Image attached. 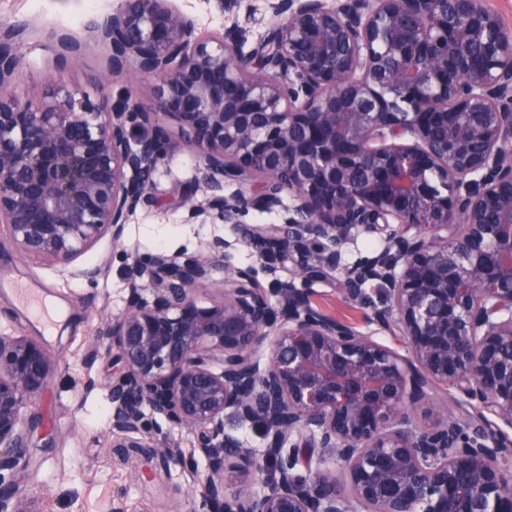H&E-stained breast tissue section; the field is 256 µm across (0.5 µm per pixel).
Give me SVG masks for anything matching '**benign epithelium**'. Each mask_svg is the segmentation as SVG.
I'll return each mask as SVG.
<instances>
[{"instance_id": "7a95c632", "label": "benign epithelium", "mask_w": 512, "mask_h": 512, "mask_svg": "<svg viewBox=\"0 0 512 512\" xmlns=\"http://www.w3.org/2000/svg\"><path fill=\"white\" fill-rule=\"evenodd\" d=\"M268 6L273 26L248 53L238 25L201 36L173 0H120L84 37L57 33L59 64L102 48L112 77L153 81L113 102L0 93V244L61 265L120 245L167 159L169 133L139 103L151 98L202 172L186 221L283 209L241 237L291 278L264 291L221 239L133 258L126 307L90 349L120 364L112 434L141 448L155 432L164 462L183 455L159 421L192 434L208 464L187 469L196 512H512V30L483 0ZM26 31L0 27V89L23 73ZM360 236L378 248L344 261ZM328 271L403 350L312 307L303 285ZM56 367L33 339L0 335V512H41L3 471ZM422 406L433 423L415 421ZM228 414L258 424L263 448L226 431ZM229 470L268 476L230 492Z\"/></svg>"}]
</instances>
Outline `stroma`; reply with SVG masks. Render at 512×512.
<instances>
[{
	"instance_id": "obj_1",
	"label": "stroma",
	"mask_w": 512,
	"mask_h": 512,
	"mask_svg": "<svg viewBox=\"0 0 512 512\" xmlns=\"http://www.w3.org/2000/svg\"><path fill=\"white\" fill-rule=\"evenodd\" d=\"M119 0H0V25L25 24L30 35L23 49L22 76L5 89L7 95L32 104L43 101L52 81H59L76 98L99 101L116 98L148 83V76L129 71L107 76V59L99 50L87 53L81 66L56 70L54 31L82 33L96 15L111 11ZM191 17L199 34L238 24L243 50H252L273 23L267 0H174ZM168 157L156 176L148 202L130 218L121 246L102 240L84 254L83 262L108 260V270L90 284L58 265L32 261L10 245L0 246V274L37 284L42 298L58 310L52 324L36 318L8 288H0V334L31 337L60 363L43 393L28 408L20 446L21 466L15 481L20 494L38 497L42 512H192L186 476L178 462L161 464L136 448H117L112 438L109 386L112 361H88L89 343L104 317L125 306L126 255L141 258L160 250L203 253L212 239L228 242L229 262L255 264L235 228L211 221L186 223L185 199L197 189V162L175 122H168ZM316 309L349 323L361 333L394 348L398 337L379 331L361 305L348 301L339 275L328 272L308 285Z\"/></svg>"
}]
</instances>
